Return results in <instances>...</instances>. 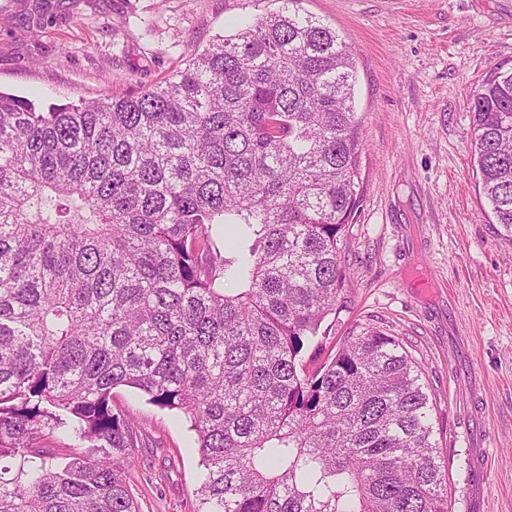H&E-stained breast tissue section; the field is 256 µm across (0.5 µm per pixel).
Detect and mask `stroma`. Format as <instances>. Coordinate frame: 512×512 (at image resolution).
<instances>
[{
  "label": "stroma",
  "mask_w": 512,
  "mask_h": 512,
  "mask_svg": "<svg viewBox=\"0 0 512 512\" xmlns=\"http://www.w3.org/2000/svg\"><path fill=\"white\" fill-rule=\"evenodd\" d=\"M275 0H0V91L42 104L136 94ZM357 67L361 202L343 231L349 281L308 370L379 329L422 371L451 512H512V237L495 224L470 99L512 70V0H303ZM129 412L139 512H192L201 468L181 413L112 391Z\"/></svg>",
  "instance_id": "1"
}]
</instances>
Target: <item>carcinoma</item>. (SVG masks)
<instances>
[{"label":"carcinoma","instance_id":"obj_1","mask_svg":"<svg viewBox=\"0 0 512 512\" xmlns=\"http://www.w3.org/2000/svg\"><path fill=\"white\" fill-rule=\"evenodd\" d=\"M280 2L136 95L0 92V512H139L118 386L191 420L193 512H449L395 337L304 366L346 279L362 145L347 43ZM470 113L512 234V71ZM56 435L79 452L54 458Z\"/></svg>","mask_w":512,"mask_h":512}]
</instances>
